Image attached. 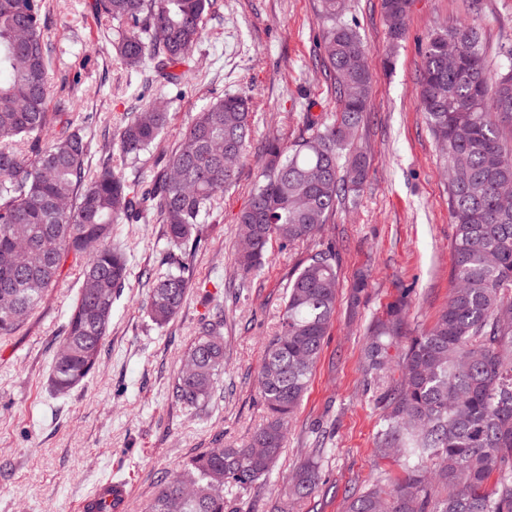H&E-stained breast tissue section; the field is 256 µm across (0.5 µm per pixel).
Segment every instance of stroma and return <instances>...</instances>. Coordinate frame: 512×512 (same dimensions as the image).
Here are the masks:
<instances>
[{
	"label": "stroma",
	"mask_w": 512,
	"mask_h": 512,
	"mask_svg": "<svg viewBox=\"0 0 512 512\" xmlns=\"http://www.w3.org/2000/svg\"><path fill=\"white\" fill-rule=\"evenodd\" d=\"M94 3L50 0L58 57L51 111L92 116L97 139L109 141L121 113L161 95L169 101L172 145L202 106L245 94L254 108L253 154L212 216L210 237L196 257L195 284L168 325L156 327L140 308L146 276L159 271L167 248L163 227L124 224L120 237L131 251V276L85 383L57 395L49 381L77 297V271L50 291L18 334L0 339V512H73L109 482L125 483L127 512H141L198 450L242 445L263 417L255 380L267 339L278 328L288 278L330 242L340 253L336 318L271 480L244 495L237 508L270 512L274 489L326 431L327 482L291 512H345L348 488L366 487L383 472L400 474L372 456L381 409L363 369L367 328L407 288L406 331L417 335L433 323L454 286L448 179L417 96L420 47L437 28L474 24L483 32L488 64L497 65L512 46V0H412L406 37L395 44L382 0H345L340 19L355 25L373 71L369 117L355 140L370 158L368 178L340 202L314 241L271 249L249 287L236 295L227 287L238 281L236 228L258 172L256 149L273 136L293 140L303 113L329 117L338 110L317 61L320 0H217L186 84L152 88L149 71L127 69L114 57ZM361 277L369 287L354 308L350 289ZM218 300L226 314L224 379L208 403L188 411L172 398V386L201 317Z\"/></svg>",
	"instance_id": "35a3bbf8"
}]
</instances>
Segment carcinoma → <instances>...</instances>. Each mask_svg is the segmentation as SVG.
<instances>
[{
    "label": "carcinoma",
    "instance_id": "carcinoma-1",
    "mask_svg": "<svg viewBox=\"0 0 512 512\" xmlns=\"http://www.w3.org/2000/svg\"><path fill=\"white\" fill-rule=\"evenodd\" d=\"M326 22L323 66L333 75L340 111L311 113L287 143L273 137L247 206L238 217L243 242L237 268L258 272L276 243L286 251L313 240L336 204L356 192L367 158L356 152L340 174V151L368 118L373 73L352 25L336 23L342 0H320ZM214 0H96L100 26L127 67L152 68L179 85L201 41ZM411 0H383L389 38L407 31ZM48 0H0V337L12 336L63 276L78 268L79 291L53 358L51 387L65 394L99 361L114 303L130 276L119 224H161L165 270L148 281L143 312L163 327L180 312L196 276L195 257L210 218L237 180L252 138L250 99L218 98L196 113L175 149L162 147L167 102L157 97L123 114L114 143L118 161L93 169L99 145L91 122L51 112L54 47ZM419 103L452 172L448 210L456 283L433 324L404 334L409 295L369 327L365 371L381 407L374 456L396 462L402 476L379 477L347 499L346 512H512V148L498 121L512 123V49L492 72L480 30L456 25L431 34L422 49ZM52 140L44 141L49 131ZM157 168L143 172L147 158ZM137 171L129 178L127 169ZM338 251L308 256L290 278L279 327L268 338L257 376L265 421L238 448H203L144 505L143 512H238L227 495L267 480L283 452L292 417L306 393L336 317ZM397 349V355L390 354ZM224 375V307L196 328L174 397L196 409ZM322 445L287 482L307 500L325 475Z\"/></svg>",
    "mask_w": 512,
    "mask_h": 512
}]
</instances>
